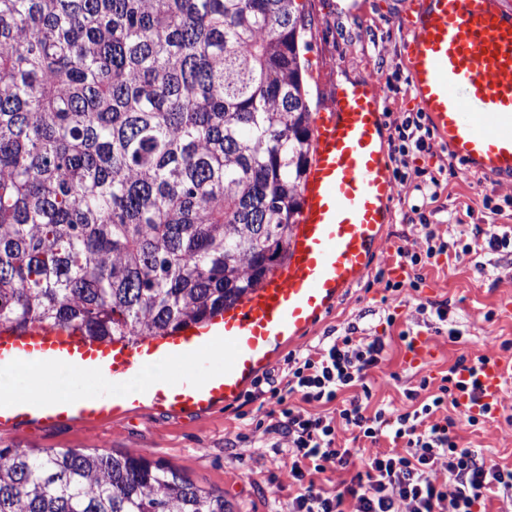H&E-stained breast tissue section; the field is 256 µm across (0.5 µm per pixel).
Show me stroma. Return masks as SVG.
Segmentation results:
<instances>
[{
	"mask_svg": "<svg viewBox=\"0 0 512 512\" xmlns=\"http://www.w3.org/2000/svg\"><path fill=\"white\" fill-rule=\"evenodd\" d=\"M311 20L306 79L311 91V109L319 111L334 88L346 81L362 84L375 78L385 99L386 134H393L411 109L408 72L403 57V38L398 19L403 0H302ZM440 175L437 200L408 191L392 203L393 218L382 247L362 281L340 298L333 313L322 319L300 343L317 345L331 333H343L349 325L393 337L390 359L372 369L373 404L403 406V391L421 377L440 379L459 355L486 353L491 343L512 340V316L503 307L512 303V251L490 250L485 240L491 233L512 228V179L488 175H465L451 167L448 151L433 139L429 153L409 159V180L418 171ZM492 197L503 211L488 218L481 202ZM456 213L462 225L449 224ZM448 228L449 241L471 244L473 252L462 259L440 255L420 271L421 281L410 291L409 302L384 300L376 275L387 270L397 246L412 239L413 227L421 222ZM444 301L448 321L459 326L463 336L450 340L447 334L429 333L419 325L414 300ZM394 323H387V316ZM414 328L430 338L428 362L413 363L397 340L401 330ZM256 403L240 400L229 407L200 413L171 414L139 407L118 419L46 425L34 420L0 430V448L18 446L31 451L47 448H79L102 454L144 455L180 470L197 486L223 490L231 512H284L289 494L288 459L267 445L257 422ZM461 444L481 449L499 464L512 467V426L504 421L474 429L459 423Z\"/></svg>",
	"mask_w": 512,
	"mask_h": 512,
	"instance_id": "1",
	"label": "stroma"
}]
</instances>
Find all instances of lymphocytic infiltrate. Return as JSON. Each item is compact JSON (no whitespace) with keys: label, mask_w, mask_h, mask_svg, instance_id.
I'll return each mask as SVG.
<instances>
[{"label":"lymphocytic infiltrate","mask_w":512,"mask_h":512,"mask_svg":"<svg viewBox=\"0 0 512 512\" xmlns=\"http://www.w3.org/2000/svg\"><path fill=\"white\" fill-rule=\"evenodd\" d=\"M391 157L402 171L412 154L428 152L433 131L424 113H407L395 128ZM411 246H398L400 261L415 268L447 254L448 241L437 225L417 224ZM385 337L349 326L344 334L324 337L318 345L290 353L269 392L275 409L266 411L264 432L274 448H284L294 487L287 512H473L475 505L497 499L500 512H512V467L485 459L460 445L455 420L458 374L475 370L478 359L459 357L439 382L422 377L407 389L406 408L370 409V369L387 359ZM353 440L388 448L355 456L340 447V433ZM346 472L340 488L318 485L316 475Z\"/></svg>","instance_id":"f902f5d3"}]
</instances>
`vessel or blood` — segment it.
<instances>
[{"label": "vessel or blood", "instance_id": "b4317fda", "mask_svg": "<svg viewBox=\"0 0 512 512\" xmlns=\"http://www.w3.org/2000/svg\"><path fill=\"white\" fill-rule=\"evenodd\" d=\"M498 0H415L401 19L413 93L464 173L512 177V14ZM377 83L340 88L314 121L313 158L288 256L261 287L205 321L135 345L87 339L79 331L33 324L0 328V364L32 371L66 365L82 374L106 369L120 387L140 365L163 359L178 376L141 395L171 413L237 402L286 347L305 338L370 267L392 218L396 191L385 147ZM461 410L496 409L512 361L493 358L460 371ZM129 409L118 396L0 401V429L23 420L92 421Z\"/></svg>", "mask_w": 512, "mask_h": 512}]
</instances>
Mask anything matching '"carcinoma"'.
<instances>
[{
    "label": "carcinoma",
    "instance_id": "obj_1",
    "mask_svg": "<svg viewBox=\"0 0 512 512\" xmlns=\"http://www.w3.org/2000/svg\"><path fill=\"white\" fill-rule=\"evenodd\" d=\"M297 0H0V327L133 344L286 258L312 158ZM0 512H228L143 455L0 448Z\"/></svg>",
    "mask_w": 512,
    "mask_h": 512
}]
</instances>
